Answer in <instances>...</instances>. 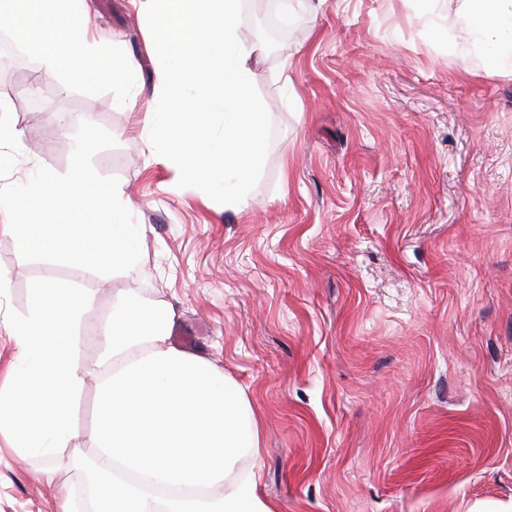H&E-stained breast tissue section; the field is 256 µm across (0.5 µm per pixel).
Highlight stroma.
Returning <instances> with one entry per match:
<instances>
[{
	"mask_svg": "<svg viewBox=\"0 0 512 512\" xmlns=\"http://www.w3.org/2000/svg\"><path fill=\"white\" fill-rule=\"evenodd\" d=\"M296 31L253 60L271 118L262 175L241 211L178 176L149 144L162 84L139 0H83L100 64L134 60L128 85L61 70L36 42L0 93L15 137L0 187L69 168L92 120L115 147L93 157L140 229L135 273L24 260L0 212V388L17 347L8 311L33 280L90 295L77 361L101 353L113 304L172 307V341L221 368L262 424L258 495L278 512H470L512 502V59L462 64L431 26L457 0H280ZM51 101L30 111L29 98ZM99 386L52 463L0 431V512H59L92 457Z\"/></svg>",
	"mask_w": 512,
	"mask_h": 512,
	"instance_id": "35a3bbf8",
	"label": "stroma"
}]
</instances>
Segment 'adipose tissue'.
<instances>
[{"label": "adipose tissue", "mask_w": 512, "mask_h": 512, "mask_svg": "<svg viewBox=\"0 0 512 512\" xmlns=\"http://www.w3.org/2000/svg\"><path fill=\"white\" fill-rule=\"evenodd\" d=\"M35 7L62 38L60 50L45 53L46 77H54L66 62L77 70L94 68L98 53L85 38L75 0H36ZM448 29L463 47L478 51L486 66L495 67L512 51V0H459Z\"/></svg>", "instance_id": "adipose-tissue-1"}]
</instances>
